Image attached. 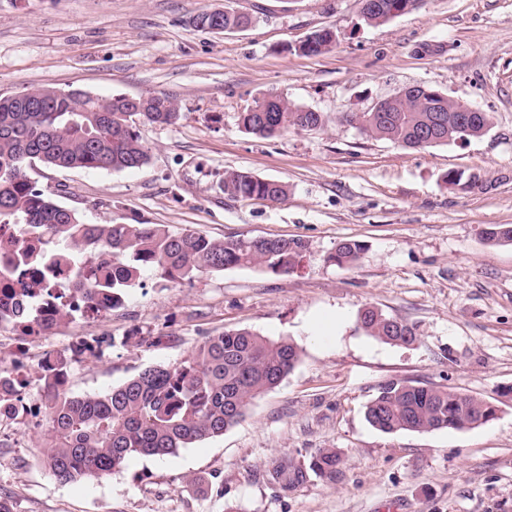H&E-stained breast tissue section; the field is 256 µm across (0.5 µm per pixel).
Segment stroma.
I'll return each mask as SVG.
<instances>
[{
  "label": "stroma",
  "mask_w": 512,
  "mask_h": 512,
  "mask_svg": "<svg viewBox=\"0 0 512 512\" xmlns=\"http://www.w3.org/2000/svg\"><path fill=\"white\" fill-rule=\"evenodd\" d=\"M224 0H0V95L34 87L98 97L166 93L172 125L142 124L148 164L124 171L33 167L57 204L91 224H163L214 239L300 240L298 267H234L193 283L144 272L122 303L90 321L26 337L40 372L48 353L108 337L71 361L63 387L101 393L148 366H171L205 337L250 329L302 349L278 387L224 435L164 457L134 456L111 475L63 483L42 464V380L24 392L34 418L0 419V501L11 512H512V244L486 228L512 225V0H421L371 26L361 0H235L255 24L215 33L195 17ZM332 48L307 55L314 31ZM487 112L482 138L422 151L363 134L346 114L412 85ZM321 112L324 128L271 138L242 131L256 99ZM284 181L287 201L233 198L224 172ZM478 176V187L447 173ZM344 240L365 246L352 266L329 263ZM375 307L416 326L411 346L367 336ZM337 319L328 336L317 321ZM388 381L453 387L496 409L466 430L386 434L364 417ZM339 451L333 478L285 488L273 468ZM202 486H194V478Z\"/></svg>",
  "instance_id": "obj_1"
}]
</instances>
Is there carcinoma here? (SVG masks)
Returning a JSON list of instances; mask_svg holds the SVG:
<instances>
[{"label":"carcinoma","instance_id":"cac0c4a2","mask_svg":"<svg viewBox=\"0 0 512 512\" xmlns=\"http://www.w3.org/2000/svg\"><path fill=\"white\" fill-rule=\"evenodd\" d=\"M384 8L363 19L382 24L408 12L417 0H382ZM223 31L247 28L252 17L240 11L214 10ZM313 45L300 52L320 54L336 42L329 28L312 33ZM50 89L28 90L26 99L0 97V224H19L36 241L47 240L42 252L24 255L20 283L31 286L29 267L46 260L71 265L87 258H112V276L90 271L87 296L112 297L117 306L144 270L160 282H193L201 274L229 267H262L279 274L295 268L303 244L294 239L231 236L212 239L196 230L172 233L163 224H89L37 189L28 171L45 167L121 171L149 161L148 149L136 124L172 125L180 118L177 101L166 93L146 97V111L130 112L124 96H90L74 90L61 98ZM265 112H243L244 132L261 138L290 129L314 130L324 124L320 112L285 98L262 99ZM459 100L427 87L403 89L388 112L349 113L345 120L367 136L412 150L480 138L488 132L487 112H455ZM224 193L232 197L282 202L288 184L240 170L224 172ZM487 240L512 243V225L486 231ZM364 251L356 241H343L328 256L338 265L356 264ZM365 332L385 343L410 346L416 329L375 308L359 314ZM300 358L298 346L272 340L247 329L204 338L179 364L150 366L105 393L71 396L62 389L68 357L59 356L44 380L47 428L43 434L44 466L63 483L109 475L132 456H166L208 438L221 436L238 424L253 401L277 387ZM495 416L493 406L448 387L390 381L366 406L365 417L384 433L466 430ZM340 456L334 448L320 450L308 467L275 469L286 486L302 482L308 473L330 478Z\"/></svg>","mask_w":512,"mask_h":512}]
</instances>
